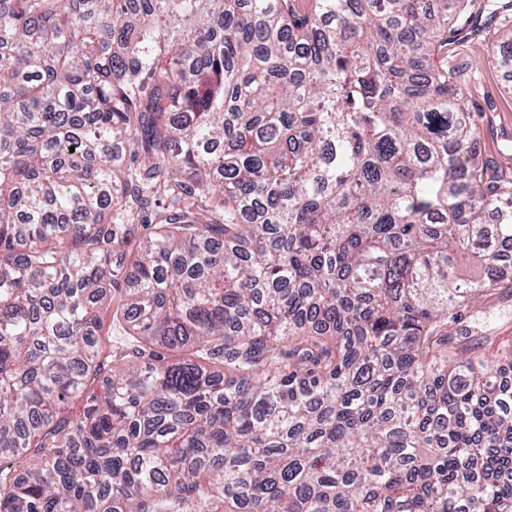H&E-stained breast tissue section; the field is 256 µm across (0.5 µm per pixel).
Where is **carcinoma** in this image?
<instances>
[{"label":"carcinoma","mask_w":512,"mask_h":512,"mask_svg":"<svg viewBox=\"0 0 512 512\" xmlns=\"http://www.w3.org/2000/svg\"><path fill=\"white\" fill-rule=\"evenodd\" d=\"M472 2L0 0V512H512ZM161 203L152 204L145 213H135L131 217V221L127 225L126 243L124 245L123 260L124 265L129 273H131L130 262L132 261L140 241L152 230L151 225L156 222L155 211L160 210ZM460 314V320L457 325V334H455L454 331L452 333V336H454L450 343V347L452 348H474L476 352L493 355L496 353L500 341L505 340V338H510V336H512V324H507L503 326V328L496 332L495 334L486 335L479 331L477 321H475L473 317V312L471 308L461 311ZM459 336H466V338H461ZM483 336L500 337H491L486 339Z\"/></svg>","instance_id":"carcinoma-1"}]
</instances>
